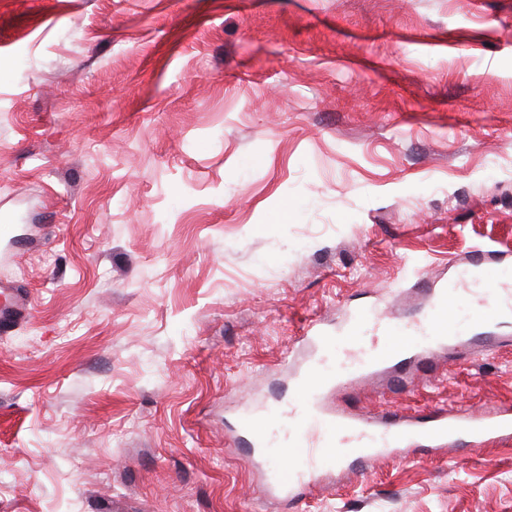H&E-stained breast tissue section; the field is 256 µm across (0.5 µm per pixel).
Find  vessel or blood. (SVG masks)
<instances>
[{
  "mask_svg": "<svg viewBox=\"0 0 512 512\" xmlns=\"http://www.w3.org/2000/svg\"><path fill=\"white\" fill-rule=\"evenodd\" d=\"M473 279L466 269L446 288L431 293L427 306L405 325L416 344L443 348L460 344L459 315L449 309L448 299L469 293ZM301 341L317 345L321 356L302 369L289 400L260 410L244 408L236 420L239 432L253 445L294 453L297 466H268L269 485L288 497H302L316 489L328 461L367 465L389 455L406 457L420 439L439 454L458 435L479 443L512 438L511 403L487 416L466 409L387 416L328 410L324 399L329 391L361 382L391 360L390 327L372 309H354L338 336L325 335L320 324H310Z\"/></svg>",
  "mask_w": 512,
  "mask_h": 512,
  "instance_id": "vessel-or-blood-1",
  "label": "vessel or blood"
}]
</instances>
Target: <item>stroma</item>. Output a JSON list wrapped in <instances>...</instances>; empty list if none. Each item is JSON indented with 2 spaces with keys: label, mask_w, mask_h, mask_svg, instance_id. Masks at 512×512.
<instances>
[{
  "label": "stroma",
  "mask_w": 512,
  "mask_h": 512,
  "mask_svg": "<svg viewBox=\"0 0 512 512\" xmlns=\"http://www.w3.org/2000/svg\"><path fill=\"white\" fill-rule=\"evenodd\" d=\"M0 512H512V440L282 506L238 410L303 326L512 289V0H0ZM330 408L512 403L505 342Z\"/></svg>",
  "instance_id": "1"
}]
</instances>
